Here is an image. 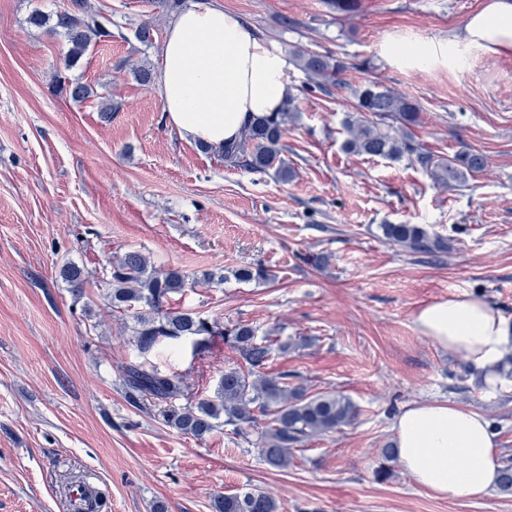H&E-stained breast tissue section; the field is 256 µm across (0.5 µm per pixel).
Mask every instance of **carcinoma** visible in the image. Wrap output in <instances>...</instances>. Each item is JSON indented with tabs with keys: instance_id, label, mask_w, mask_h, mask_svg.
Returning a JSON list of instances; mask_svg holds the SVG:
<instances>
[{
	"instance_id": "1",
	"label": "carcinoma",
	"mask_w": 512,
	"mask_h": 512,
	"mask_svg": "<svg viewBox=\"0 0 512 512\" xmlns=\"http://www.w3.org/2000/svg\"><path fill=\"white\" fill-rule=\"evenodd\" d=\"M112 18L94 12L86 0H68L56 12L52 30L63 34L70 44L65 57L70 68L89 51L93 40L112 36ZM292 62L318 86L333 84L348 89L357 101L359 117L346 124L344 148L352 153L399 161L406 157L424 169L438 185L461 186L487 166L481 153L458 151L441 156L423 150L411 137L410 127L419 124L421 107L416 101L390 88L368 81L353 86L344 78L349 69L339 58L300 49ZM295 118L293 99L280 112L251 124L240 140L222 149L224 162L253 172L275 169L278 178L291 176L281 158L288 124ZM380 229L390 243L412 252L431 254L444 249V241L432 237L419 224H382ZM60 276L76 296L91 283L102 289L107 308L131 320L132 339L142 360L121 366L120 379L129 402L140 412L183 399L185 403L163 413L164 422L177 432L204 440L221 426L231 427L239 437L265 419L258 445L268 465L288 466L292 450L316 436H326L353 423L358 406L349 398L333 393H311L298 384L292 388L282 376L261 371L271 347L256 336L253 327L237 323L230 328L204 318L191 310L166 308L170 296L195 286V278L178 267L158 270L150 259L137 251L126 253L111 265L110 277L90 281L84 269L68 265ZM224 337L239 354L242 363L224 371L214 396L193 400L181 376L168 373L151 363L148 356L168 345L189 339L193 351L201 354L212 339ZM215 512H280V504L266 493L246 488L214 501Z\"/></svg>"
}]
</instances>
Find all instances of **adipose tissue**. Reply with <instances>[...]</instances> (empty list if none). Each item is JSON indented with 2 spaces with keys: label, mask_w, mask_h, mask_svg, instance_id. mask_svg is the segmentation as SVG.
Masks as SVG:
<instances>
[{
  "label": "adipose tissue",
  "mask_w": 512,
  "mask_h": 512,
  "mask_svg": "<svg viewBox=\"0 0 512 512\" xmlns=\"http://www.w3.org/2000/svg\"><path fill=\"white\" fill-rule=\"evenodd\" d=\"M470 43L512 49V0H491L465 26ZM288 62L257 38L238 14L195 0L169 22L158 74L167 126L182 138L218 150L255 120L279 111L288 93ZM418 332L460 357L486 388L501 386L512 346V321L475 295H454L419 307ZM395 453L403 469L438 498L475 499L498 483L496 435L487 418L445 400L400 413Z\"/></svg>",
  "instance_id": "adipose-tissue-1"
}]
</instances>
